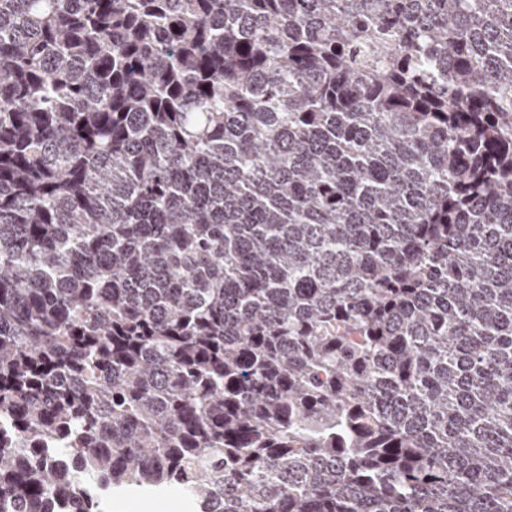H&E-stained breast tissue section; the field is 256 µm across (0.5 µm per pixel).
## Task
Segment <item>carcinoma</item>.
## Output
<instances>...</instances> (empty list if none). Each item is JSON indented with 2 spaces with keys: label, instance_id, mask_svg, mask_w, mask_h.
<instances>
[{
  "label": "carcinoma",
  "instance_id": "obj_1",
  "mask_svg": "<svg viewBox=\"0 0 512 512\" xmlns=\"http://www.w3.org/2000/svg\"><path fill=\"white\" fill-rule=\"evenodd\" d=\"M512 512V0H0V512Z\"/></svg>",
  "mask_w": 512,
  "mask_h": 512
}]
</instances>
